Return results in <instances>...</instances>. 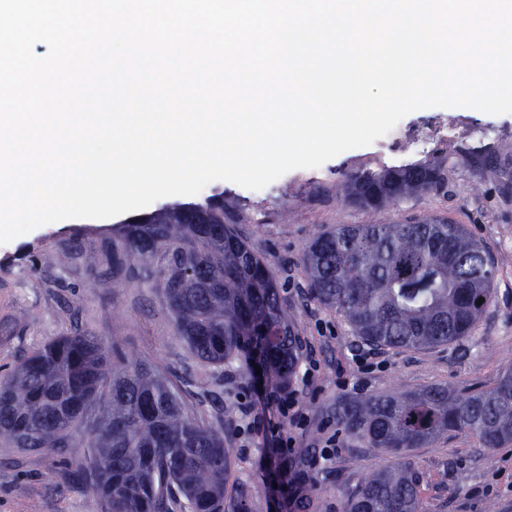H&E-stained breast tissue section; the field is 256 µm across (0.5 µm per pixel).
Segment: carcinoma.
<instances>
[{"label":"carcinoma","mask_w":512,"mask_h":512,"mask_svg":"<svg viewBox=\"0 0 512 512\" xmlns=\"http://www.w3.org/2000/svg\"><path fill=\"white\" fill-rule=\"evenodd\" d=\"M443 181L440 163L419 162L364 171L341 191L377 211ZM224 210V197L213 196L126 225L107 278L159 281L177 335L202 364L257 358L285 387L299 368V338L269 262L224 223ZM305 266L313 298L379 348L459 343L493 298V256L462 225L438 219L326 229L310 242ZM333 414L362 447L400 458L367 474L346 512H419V480L401 457L456 432L486 448L512 442V368L487 389L340 397ZM76 427L88 438L82 480L107 512H246L244 499H226L231 425L187 416L175 376L80 332L0 374V444L62 455Z\"/></svg>","instance_id":"obj_1"}]
</instances>
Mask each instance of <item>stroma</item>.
Here are the masks:
<instances>
[{"label": "stroma", "mask_w": 512, "mask_h": 512, "mask_svg": "<svg viewBox=\"0 0 512 512\" xmlns=\"http://www.w3.org/2000/svg\"><path fill=\"white\" fill-rule=\"evenodd\" d=\"M462 119L472 137L449 145L439 133L449 118ZM402 140L344 152L316 169H296L263 194L235 183L207 184L193 202L223 194L237 232L271 264L282 302L302 344L301 364H314L309 381L289 386L303 412L285 424L295 448L289 468L271 458V436L251 443L228 438L232 467L229 495L245 493L247 512H294L300 488L316 512H344L366 474L391 464V455L359 447L336 425L330 408L341 396L404 393L432 385L457 389L492 387L512 367V113L489 115L463 108L432 107L400 120ZM488 160L486 173L475 169ZM439 161L447 179L439 189L376 212H366L340 194L342 184L366 170ZM431 216L460 224L484 243L497 263L494 298L465 341L431 350L375 348L358 341L343 318L310 298L303 253L321 230L339 224H392ZM128 212L107 219L74 218L38 227L0 245V366H12L60 336L82 332L116 343L129 358L176 376L189 415L215 425L233 420L271 380L236 362L215 374L176 336L161 290L129 281L108 287L106 255ZM72 253L61 263L62 253ZM65 457L0 447V512H106L104 503L78 476L86 465L82 431ZM336 455L324 467L315 461L328 438ZM407 457L419 477L422 512H512V443L486 448L459 432Z\"/></svg>", "instance_id": "stroma-1"}]
</instances>
